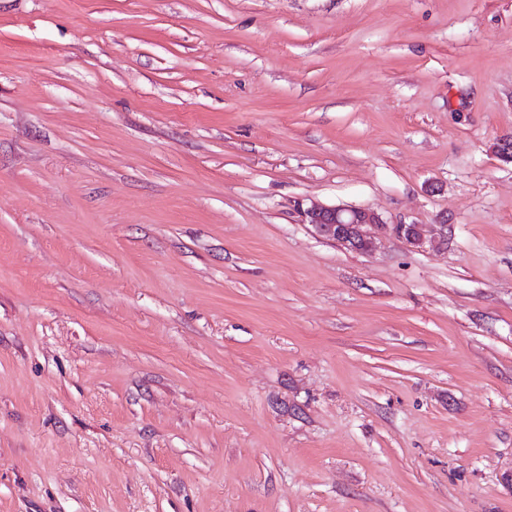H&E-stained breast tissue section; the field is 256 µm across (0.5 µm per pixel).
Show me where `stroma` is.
<instances>
[{
    "mask_svg": "<svg viewBox=\"0 0 512 512\" xmlns=\"http://www.w3.org/2000/svg\"><path fill=\"white\" fill-rule=\"evenodd\" d=\"M503 135L512 0H0V512H512ZM302 224H308L320 238L341 248L368 254L382 234L394 233L411 247L432 242L431 230L423 224H387L373 210L352 206L310 202L298 204Z\"/></svg>",
    "mask_w": 512,
    "mask_h": 512,
    "instance_id": "1",
    "label": "stroma"
}]
</instances>
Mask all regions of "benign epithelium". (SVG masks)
Masks as SVG:
<instances>
[{
  "mask_svg": "<svg viewBox=\"0 0 512 512\" xmlns=\"http://www.w3.org/2000/svg\"><path fill=\"white\" fill-rule=\"evenodd\" d=\"M298 212L301 223L309 225L318 237L348 251L368 254L379 236L388 232L398 235L412 247L432 241L431 231L425 225L388 224L368 208L311 202L299 204Z\"/></svg>",
  "mask_w": 512,
  "mask_h": 512,
  "instance_id": "obj_1",
  "label": "benign epithelium"
}]
</instances>
